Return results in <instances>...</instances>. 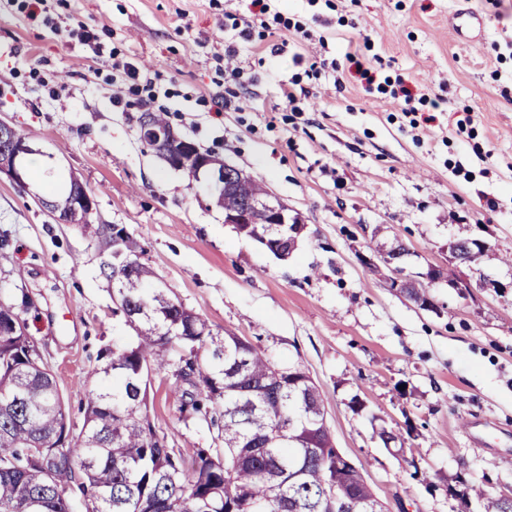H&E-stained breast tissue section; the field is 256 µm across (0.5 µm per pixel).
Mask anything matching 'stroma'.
Returning a JSON list of instances; mask_svg holds the SVG:
<instances>
[{
	"label": "stroma",
	"mask_w": 512,
	"mask_h": 512,
	"mask_svg": "<svg viewBox=\"0 0 512 512\" xmlns=\"http://www.w3.org/2000/svg\"><path fill=\"white\" fill-rule=\"evenodd\" d=\"M467 8L481 39L448 25ZM354 49L365 73L344 62ZM127 61L159 74L175 132L300 218L288 259L226 224L207 180L169 168L137 112L113 106ZM0 120L41 161L28 187L0 178V299L32 300L22 317L72 432L100 351L132 330L103 246L42 205L53 173L84 183L91 223L125 227L212 334L314 379L386 512H481L476 488L512 489V263L499 261L512 255V0H272L262 16L251 0H0ZM465 238L496 260L457 264L449 245ZM380 240L406 247L432 309L361 263ZM170 377L148 389L154 429L186 461L222 448L218 421L182 413Z\"/></svg>",
	"instance_id": "1"
}]
</instances>
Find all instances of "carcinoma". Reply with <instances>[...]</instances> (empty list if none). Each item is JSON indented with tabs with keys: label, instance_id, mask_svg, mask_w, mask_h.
I'll use <instances>...</instances> for the list:
<instances>
[{
	"label": "carcinoma",
	"instance_id": "1",
	"mask_svg": "<svg viewBox=\"0 0 512 512\" xmlns=\"http://www.w3.org/2000/svg\"><path fill=\"white\" fill-rule=\"evenodd\" d=\"M139 122L176 135L161 112H144ZM226 181L234 192L225 199L216 193L218 208L267 194L251 176ZM84 191L72 175L66 188L52 187L42 204L63 221L74 215ZM81 226L97 241L112 242V225L85 220ZM235 229L266 239L264 247L273 254L282 247L261 212H250ZM124 249L128 268L116 272L109 266L103 274L114 282L117 309L135 313L134 336L95 370L103 378L87 390L84 424L66 448L46 446L65 420L56 383L22 360L35 340L12 333V317L0 309V512H74L67 488L76 477L83 486L79 504L86 506L88 495L95 512H385L364 482L347 496L311 377L300 367H276L241 336L212 335L203 319L154 286L134 238L127 237ZM450 251L461 265H478L489 256V247L473 239L450 244ZM186 345L205 349L207 356L191 368L202 389L181 411L211 412L224 432L222 451H197L200 468L192 478L174 468L173 449L151 440L147 406L151 375L180 364L170 350ZM332 479L334 497L328 493ZM483 512H512V498L489 494Z\"/></svg>",
	"mask_w": 512,
	"mask_h": 512
}]
</instances>
